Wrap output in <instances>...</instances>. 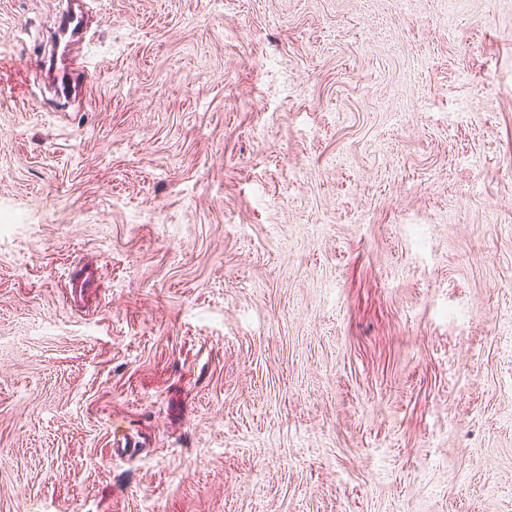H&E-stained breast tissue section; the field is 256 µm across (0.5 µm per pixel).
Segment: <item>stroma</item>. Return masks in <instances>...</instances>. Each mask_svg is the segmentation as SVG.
<instances>
[{"label": "stroma", "mask_w": 512, "mask_h": 512, "mask_svg": "<svg viewBox=\"0 0 512 512\" xmlns=\"http://www.w3.org/2000/svg\"><path fill=\"white\" fill-rule=\"evenodd\" d=\"M90 8L64 100L0 0V512H512V0ZM80 271V278L69 280V293L74 303L82 302L89 288L98 287V276L93 267L83 266Z\"/></svg>", "instance_id": "35a3bbf8"}]
</instances>
